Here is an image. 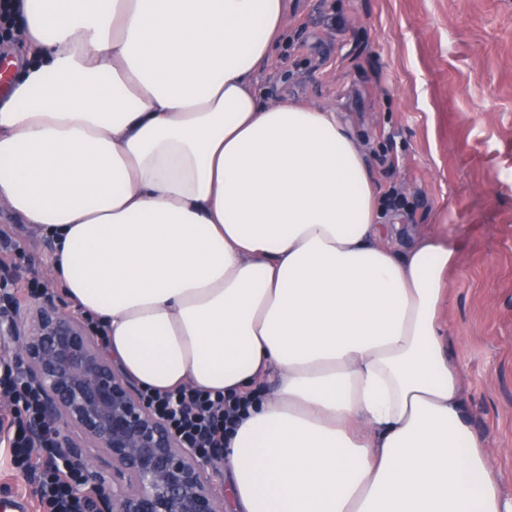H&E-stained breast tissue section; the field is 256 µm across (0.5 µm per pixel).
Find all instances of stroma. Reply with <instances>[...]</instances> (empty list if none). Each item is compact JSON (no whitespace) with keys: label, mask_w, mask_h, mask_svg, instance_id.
Masks as SVG:
<instances>
[{"label":"stroma","mask_w":512,"mask_h":512,"mask_svg":"<svg viewBox=\"0 0 512 512\" xmlns=\"http://www.w3.org/2000/svg\"><path fill=\"white\" fill-rule=\"evenodd\" d=\"M259 87L273 102L342 112L380 190L407 201L398 245L416 233L458 240L448 355L512 496V0H290L288 40ZM0 228L72 313L50 242L2 208ZM34 487L0 466V512H38Z\"/></svg>","instance_id":"1"}]
</instances>
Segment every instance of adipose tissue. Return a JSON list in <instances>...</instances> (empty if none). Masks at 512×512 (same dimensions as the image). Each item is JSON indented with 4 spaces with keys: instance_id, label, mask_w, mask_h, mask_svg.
Here are the masks:
<instances>
[{
    "instance_id": "1",
    "label": "adipose tissue",
    "mask_w": 512,
    "mask_h": 512,
    "mask_svg": "<svg viewBox=\"0 0 512 512\" xmlns=\"http://www.w3.org/2000/svg\"><path fill=\"white\" fill-rule=\"evenodd\" d=\"M0 206L141 388L245 393L237 512H512L441 312L456 245L389 239L338 112L264 101L287 0H15Z\"/></svg>"
}]
</instances>
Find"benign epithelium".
<instances>
[{"label": "benign epithelium", "instance_id": "7a95c632", "mask_svg": "<svg viewBox=\"0 0 512 512\" xmlns=\"http://www.w3.org/2000/svg\"><path fill=\"white\" fill-rule=\"evenodd\" d=\"M16 344L52 441L95 492L100 512H223L204 461L153 413L82 320L47 294L12 312L0 332ZM110 460L112 478L88 449Z\"/></svg>", "mask_w": 512, "mask_h": 512}]
</instances>
